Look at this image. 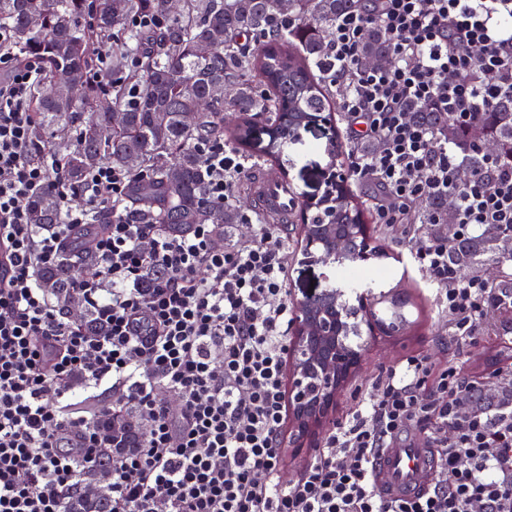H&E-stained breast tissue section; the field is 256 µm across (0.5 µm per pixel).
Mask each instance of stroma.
I'll list each match as a JSON object with an SVG mask.
<instances>
[{"label": "stroma", "mask_w": 512, "mask_h": 512, "mask_svg": "<svg viewBox=\"0 0 512 512\" xmlns=\"http://www.w3.org/2000/svg\"><path fill=\"white\" fill-rule=\"evenodd\" d=\"M344 124L337 110L327 112L324 119L295 131L287 146L281 150L279 162L288 175V186L298 199L322 196L330 171H344ZM300 218L288 224L290 253L288 255V291L291 300H299L309 291L324 290L329 281L328 269L316 262L303 261L300 252ZM370 243L384 249L386 258L376 260V267L385 269L383 280L367 291L374 297V308L390 313L404 298L412 304L403 307L407 325L389 337L373 341L366 336L351 337L352 345H364L360 369L354 374L336 402L335 419H344L353 412L368 394L374 393L379 379L387 369L403 358L421 354L433 365L444 367L460 365L467 373L481 374L486 387L498 389L501 381L493 370L483 368L484 355L500 351L504 343L512 341V332L506 326L483 319L475 343L459 344L448 333V317L439 312L433 301L435 290L425 270L407 265L402 258L406 238L400 226L371 224Z\"/></svg>", "instance_id": "obj_1"}]
</instances>
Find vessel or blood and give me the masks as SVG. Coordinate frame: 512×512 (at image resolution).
<instances>
[{
  "mask_svg": "<svg viewBox=\"0 0 512 512\" xmlns=\"http://www.w3.org/2000/svg\"><path fill=\"white\" fill-rule=\"evenodd\" d=\"M249 192L259 213L271 221L287 223L297 206L295 197L278 173L264 161L252 172ZM435 473L432 450L422 440L394 442L382 450L374 469L378 489L395 495L425 488L427 479Z\"/></svg>",
  "mask_w": 512,
  "mask_h": 512,
  "instance_id": "1",
  "label": "vessel or blood"
}]
</instances>
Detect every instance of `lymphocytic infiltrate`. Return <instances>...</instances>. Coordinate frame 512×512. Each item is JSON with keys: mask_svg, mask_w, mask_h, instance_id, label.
<instances>
[{"mask_svg": "<svg viewBox=\"0 0 512 512\" xmlns=\"http://www.w3.org/2000/svg\"><path fill=\"white\" fill-rule=\"evenodd\" d=\"M370 28L390 63L365 65ZM0 71V512H63L61 493L97 458L104 423L124 418L135 440L112 452L111 512H512V409H470L473 379L420 355L388 369L282 484L294 320L283 225L249 216L244 241L214 224L169 234L127 211L130 176L105 163L73 188L61 156L33 139L42 62L22 57L4 26ZM324 74L344 91L350 177L378 192L377 223L404 226L451 336L472 339L495 292L462 277L449 252L474 229L512 231V166L488 157L458 188L460 145L416 113L468 129L512 95V0H360L330 31ZM201 155L210 200L233 203L254 158L223 140ZM45 190L63 223L30 224L27 201ZM435 196L453 203L455 236L435 232L438 211L427 215L432 232L417 228ZM90 225L98 271L69 284L105 324L99 336L40 283ZM411 428L435 448L438 479L384 497L375 461Z\"/></svg>", "mask_w": 512, "mask_h": 512, "instance_id": "obj_1", "label": "lymphocytic infiltrate"}]
</instances>
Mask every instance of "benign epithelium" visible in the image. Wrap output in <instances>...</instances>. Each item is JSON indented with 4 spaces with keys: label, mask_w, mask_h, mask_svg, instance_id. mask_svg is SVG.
<instances>
[{
    "label": "benign epithelium",
    "mask_w": 512,
    "mask_h": 512,
    "mask_svg": "<svg viewBox=\"0 0 512 512\" xmlns=\"http://www.w3.org/2000/svg\"><path fill=\"white\" fill-rule=\"evenodd\" d=\"M305 258L326 264L339 256L367 261L370 249L364 224L301 225ZM337 296L327 291L295 303L294 332L288 347V446L303 448L324 435L333 423L336 401L359 368L363 349L349 347L348 326L336 317ZM368 339L383 332L372 317V305L358 300Z\"/></svg>",
    "instance_id": "benign-epithelium-1"
}]
</instances>
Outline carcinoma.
Instances as JSON below:
<instances>
[{"label":"carcinoma","mask_w":512,"mask_h":512,"mask_svg":"<svg viewBox=\"0 0 512 512\" xmlns=\"http://www.w3.org/2000/svg\"><path fill=\"white\" fill-rule=\"evenodd\" d=\"M352 0H182L178 13L167 16V0H0V22L12 30L18 52L40 59L49 84L38 92L35 141L54 143L64 158L65 173L78 188L98 162L133 174L127 188L129 210L147 212L168 232L186 233L198 224H239L238 205L208 200L200 145L224 136V108L245 116H266L276 152L286 144L289 123L318 118L333 100L332 86L312 68L323 65L325 41L336 17ZM163 14L161 27L135 31L140 59L136 68L110 85L92 78L96 66L92 46L112 38V31L133 15ZM295 20L290 32L276 30L275 21ZM365 53L373 63L389 58L376 31L365 36ZM205 44L209 52H199ZM261 78V95L251 79ZM83 89L74 97L68 85ZM195 116L188 124L185 116ZM430 119L448 132L465 152L469 172L484 167V157L471 148L490 143L496 159L512 162V97L504 98L475 129L463 131L445 117ZM336 210L364 217V205L348 186L336 192ZM32 224H59L61 203L51 191L29 202ZM452 257L461 266L478 269L491 259L512 260V235L493 231L459 241ZM97 265L94 253L76 243L63 262L41 274L55 305L67 312L83 311L90 330L104 329L93 321L91 308L71 289L69 272ZM110 475L104 465L86 469L63 501L64 512H107L100 490Z\"/></svg>","instance_id":"obj_1"}]
</instances>
